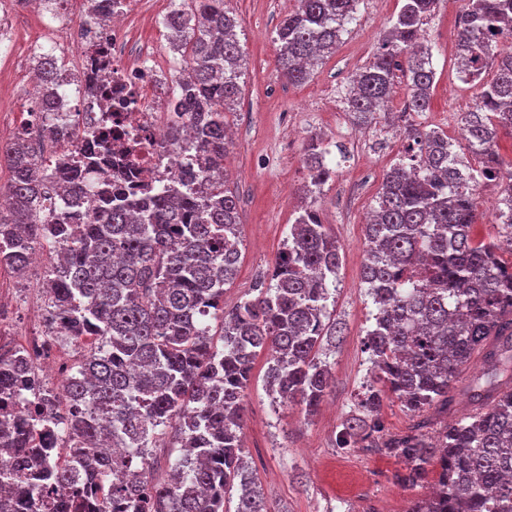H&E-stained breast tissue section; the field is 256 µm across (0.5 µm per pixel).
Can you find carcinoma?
Masks as SVG:
<instances>
[{"label":"carcinoma","mask_w":512,"mask_h":512,"mask_svg":"<svg viewBox=\"0 0 512 512\" xmlns=\"http://www.w3.org/2000/svg\"><path fill=\"white\" fill-rule=\"evenodd\" d=\"M164 19L170 47L183 66L174 74L168 111L173 126L190 122L207 191L170 186L146 200L129 196L115 178H87L109 138L75 160L48 159L42 141L67 133L34 100L28 113L38 141L25 130L0 147L9 167L8 214L0 212V267L21 272L39 249L50 261L41 292L60 340L80 354L61 391L41 393L38 374L21 350L0 354V412L24 392L23 412L0 420V512H92L95 489L112 512H270L243 448L245 390L261 351L269 354L266 390L281 405L315 412L330 392L323 341L336 340L325 321L336 290L341 247L312 202L335 171L329 144L305 150L311 199L291 224L267 283L252 298L224 309V287L239 262L236 197L225 189L224 160L232 145L228 114L240 92L244 55L236 15L224 0H171ZM276 31L278 64L291 84L310 79L358 19L361 0H297ZM438 0H403L372 60L351 80L347 111L368 122L385 111L397 72L407 77L405 111H429L436 81L433 54L421 41ZM512 38V0H469L457 34L460 73L494 77L473 110L463 113L466 163L437 128L411 123L408 146L386 169L366 224L363 283L376 313L363 338L375 380L343 424L342 444L383 439L380 410L396 400L410 412H448L460 372L478 363L466 388L467 413L436 438L411 432L384 439L405 465L402 483L415 486L439 466L435 490L408 512H512V259L499 236L472 237V192L497 174L512 178V159L499 149L512 136V53L491 43ZM49 92L61 80L58 60L42 57ZM90 195L96 211L61 220L47 187ZM215 321L219 334L212 333ZM66 409L56 423L61 448L36 443L41 407ZM167 436L181 455L167 478L156 475L152 449ZM238 490L235 509L226 494Z\"/></svg>","instance_id":"obj_1"}]
</instances>
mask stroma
<instances>
[{
	"label": "stroma",
	"instance_id": "obj_1",
	"mask_svg": "<svg viewBox=\"0 0 512 512\" xmlns=\"http://www.w3.org/2000/svg\"><path fill=\"white\" fill-rule=\"evenodd\" d=\"M239 20L238 38L246 60L235 112L230 117L233 147L226 166L227 188L238 198L241 244L235 278L224 292L225 306L250 293L256 280L270 278L275 260L296 216V198L308 179L304 145L314 136L342 145L346 158L327 156L336 174L316 203L322 223L342 247L331 318L341 336L325 349L332 387L319 411L304 415L300 406H282L269 398L265 379L267 353L255 361L246 391L244 448L256 470L272 512H367L382 503L386 512H407L415 498L427 496L438 479L430 473L420 486L402 485L401 460L384 448H344L343 422L356 412V398L371 378L362 340L374 309L362 282L366 260L365 224L380 189L382 174L398 161L405 140L395 135L393 119L404 113L406 81L398 79L388 114L370 124L355 121L345 110L343 91L352 75L372 59L395 19L402 0H362L358 22L336 52L300 85L289 84L278 66L276 29L296 0H227ZM468 0H439L424 27L433 52L436 85L428 112L415 123L429 128L459 127L476 102L478 89L458 73L454 42L457 17ZM170 0H133L124 28L131 55L166 44L163 17ZM13 43L0 59V144L12 142L32 101L27 73L36 66L41 44L51 31L39 10L10 12ZM49 256L17 277L0 268V307L10 310L0 325V344L23 343L41 327L44 299L39 285Z\"/></svg>",
	"mask_w": 512,
	"mask_h": 512
}]
</instances>
